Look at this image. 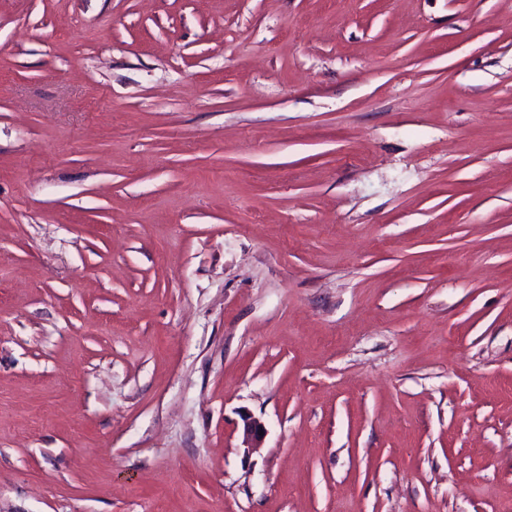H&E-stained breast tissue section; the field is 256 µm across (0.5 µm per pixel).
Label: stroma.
<instances>
[{
    "mask_svg": "<svg viewBox=\"0 0 512 512\" xmlns=\"http://www.w3.org/2000/svg\"><path fill=\"white\" fill-rule=\"evenodd\" d=\"M0 512H512V0H0Z\"/></svg>",
    "mask_w": 512,
    "mask_h": 512,
    "instance_id": "1",
    "label": "stroma"
}]
</instances>
